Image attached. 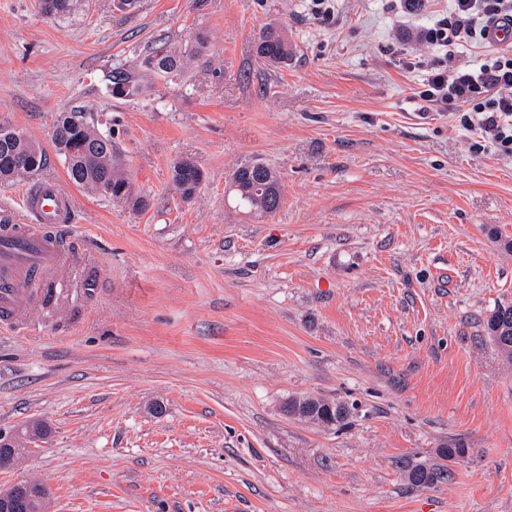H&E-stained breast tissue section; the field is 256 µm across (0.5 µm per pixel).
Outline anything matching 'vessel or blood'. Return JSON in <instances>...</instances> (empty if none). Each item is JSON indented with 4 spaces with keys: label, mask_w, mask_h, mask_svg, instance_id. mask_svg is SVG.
I'll return each mask as SVG.
<instances>
[{
    "label": "vessel or blood",
    "mask_w": 512,
    "mask_h": 512,
    "mask_svg": "<svg viewBox=\"0 0 512 512\" xmlns=\"http://www.w3.org/2000/svg\"><path fill=\"white\" fill-rule=\"evenodd\" d=\"M75 219L74 193L62 181H43L22 198L17 223L0 225V330H30L29 311L43 318L95 297L71 276L76 238L63 235Z\"/></svg>",
    "instance_id": "obj_1"
}]
</instances>
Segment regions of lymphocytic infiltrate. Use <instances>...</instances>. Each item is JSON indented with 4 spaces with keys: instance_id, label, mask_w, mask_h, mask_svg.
I'll return each mask as SVG.
<instances>
[{
    "instance_id": "f902f5d3",
    "label": "lymphocytic infiltrate",
    "mask_w": 512,
    "mask_h": 512,
    "mask_svg": "<svg viewBox=\"0 0 512 512\" xmlns=\"http://www.w3.org/2000/svg\"><path fill=\"white\" fill-rule=\"evenodd\" d=\"M438 8L434 21L419 26L417 41L432 58L402 54L403 65L420 70L417 97L427 112L459 114L462 125L485 146L512 156V53L468 58L465 49L486 44L500 22H512V0H399L403 13Z\"/></svg>"
}]
</instances>
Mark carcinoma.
<instances>
[{"label":"carcinoma","mask_w":512,"mask_h":512,"mask_svg":"<svg viewBox=\"0 0 512 512\" xmlns=\"http://www.w3.org/2000/svg\"><path fill=\"white\" fill-rule=\"evenodd\" d=\"M73 9V0H41V10L47 16L65 17ZM206 38L196 37L192 46L176 47L168 42L154 44L142 62V69H120L113 75L110 95L116 99L134 98L144 91L143 80L148 76L170 78L185 72L191 60L201 54ZM288 38L282 27L269 24L256 42V55L269 64L288 59ZM50 142L65 163L68 180L76 187L106 200L124 204L134 210L148 206L145 196L135 191L127 174L119 167L112 154V130L102 128L93 113L69 109L54 118ZM45 165V151L41 145L23 133L0 127V180L29 177ZM253 178L236 180L237 172L229 178V198L235 208L255 215L271 216L280 208L283 185L276 170L262 162H252ZM171 180L180 197L189 201L204 184V173L190 160L173 163ZM491 343L512 361V306L500 307L486 321ZM327 402L316 398L295 399L288 404V412L320 422L314 415ZM440 473L424 467L409 473V479L418 486H428Z\"/></svg>","instance_id":"obj_1"}]
</instances>
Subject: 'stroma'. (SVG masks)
<instances>
[{
  "mask_svg": "<svg viewBox=\"0 0 512 512\" xmlns=\"http://www.w3.org/2000/svg\"><path fill=\"white\" fill-rule=\"evenodd\" d=\"M0 0V125L46 148L58 112L112 129L145 210L77 193L73 261L98 294L29 334L0 332V433L39 420L43 449L1 470L49 512H512V365L484 324L512 305V157L418 115V74L385 53L383 0ZM268 24L290 53H255ZM205 35L180 78L112 98L154 41ZM206 180L192 201L176 160ZM275 169L280 209L224 198ZM348 407L333 425L292 397ZM461 448L462 458L440 456ZM417 466L442 480L414 485ZM171 180L174 189L184 201H190L204 184V173L190 160L179 159L173 163ZM331 404L334 406V421L338 422L343 419L346 414L345 407L341 405H336L334 403H330L321 399L316 398H303V399H295L292 400L288 404V412L293 414H298L303 417H307L318 424H321L320 417L314 416L315 410L318 411L317 415L319 416L322 409H326L325 405ZM324 407V408H323Z\"/></svg>",
  "mask_w": 512,
  "mask_h": 512,
  "instance_id": "1",
  "label": "stroma"
}]
</instances>
